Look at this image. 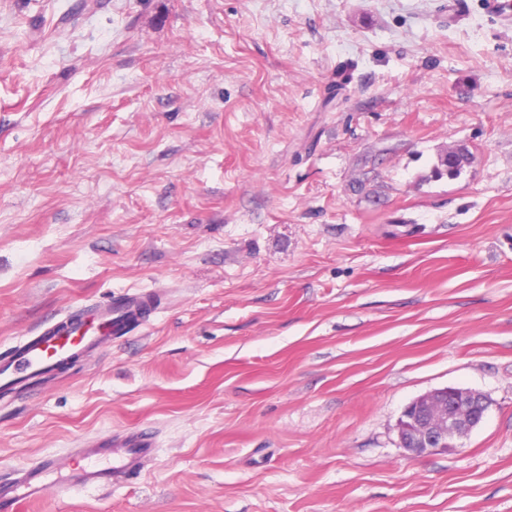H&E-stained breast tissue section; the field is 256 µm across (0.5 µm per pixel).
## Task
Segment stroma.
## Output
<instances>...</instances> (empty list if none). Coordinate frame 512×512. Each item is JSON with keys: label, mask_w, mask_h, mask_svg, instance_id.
Masks as SVG:
<instances>
[{"label": "stroma", "mask_w": 512, "mask_h": 512, "mask_svg": "<svg viewBox=\"0 0 512 512\" xmlns=\"http://www.w3.org/2000/svg\"><path fill=\"white\" fill-rule=\"evenodd\" d=\"M128 290L157 316L0 400V475L136 428L156 455L31 512H512V19L0 0V353ZM444 387L486 417L412 456ZM490 403L471 389L445 387L406 405L398 421L400 444L411 455L448 451L484 420Z\"/></svg>", "instance_id": "obj_1"}]
</instances>
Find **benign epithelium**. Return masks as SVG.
Returning a JSON list of instances; mask_svg holds the SVG:
<instances>
[{
  "instance_id": "obj_1",
  "label": "benign epithelium",
  "mask_w": 512,
  "mask_h": 512,
  "mask_svg": "<svg viewBox=\"0 0 512 512\" xmlns=\"http://www.w3.org/2000/svg\"><path fill=\"white\" fill-rule=\"evenodd\" d=\"M489 406L471 389L434 390L404 407L398 421L400 444L414 456L446 451L483 422Z\"/></svg>"
}]
</instances>
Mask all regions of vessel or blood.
I'll return each mask as SVG.
<instances>
[{
    "mask_svg": "<svg viewBox=\"0 0 512 512\" xmlns=\"http://www.w3.org/2000/svg\"><path fill=\"white\" fill-rule=\"evenodd\" d=\"M148 298L127 291L104 303L87 306L79 316L44 325L0 356V394L28 390L39 379L68 365L83 353L102 348L138 326ZM152 432L133 430L107 440L91 439L71 449L69 475L58 473L54 459L17 470L0 480V504L19 508L46 498L69 496L77 488H114L140 478L155 454Z\"/></svg>",
    "mask_w": 512,
    "mask_h": 512,
    "instance_id": "b4317fda",
    "label": "vessel or blood"
}]
</instances>
